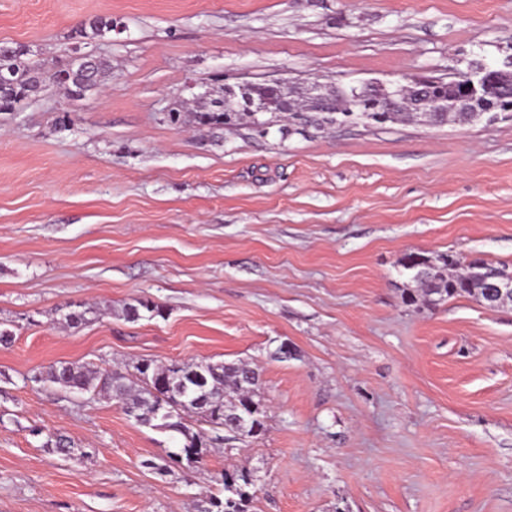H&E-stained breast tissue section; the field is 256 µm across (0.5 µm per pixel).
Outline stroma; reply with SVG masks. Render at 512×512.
Returning <instances> with one entry per match:
<instances>
[{
  "label": "stroma",
  "mask_w": 512,
  "mask_h": 512,
  "mask_svg": "<svg viewBox=\"0 0 512 512\" xmlns=\"http://www.w3.org/2000/svg\"><path fill=\"white\" fill-rule=\"evenodd\" d=\"M2 43L112 73L0 112V512H199L236 465L253 512H512V305L402 298L409 253L512 266V121L169 117L246 84L448 77L512 54V0H0ZM142 359L249 363L265 434L165 474L171 432L34 379Z\"/></svg>",
  "instance_id": "obj_1"
}]
</instances>
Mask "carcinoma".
Here are the masks:
<instances>
[{
	"instance_id": "carcinoma-1",
	"label": "carcinoma",
	"mask_w": 512,
	"mask_h": 512,
	"mask_svg": "<svg viewBox=\"0 0 512 512\" xmlns=\"http://www.w3.org/2000/svg\"><path fill=\"white\" fill-rule=\"evenodd\" d=\"M112 32V19L96 18L78 30L79 36L95 40ZM22 46H11L0 52V112H11L17 103L37 96L43 88L42 70L28 63ZM111 71V64L102 58L87 67L82 59H67L54 72L55 83L73 98L99 88ZM196 124L205 127L231 125L253 115L241 108L238 95L227 90L221 97L199 103L192 112ZM457 265L453 256L441 254L424 257L410 253L404 258L403 267L413 272L418 297L414 302L431 307L439 301L467 295L477 301L484 299V282L496 275L509 272L505 265H492L482 260L468 264V274L448 276V267ZM159 312V306L146 300L125 308L130 320L142 317L141 310ZM183 376L186 395L184 404L177 405L166 389L159 387L171 373ZM73 393L99 394L105 392L126 402L127 409L137 419L156 428L180 436L179 446L168 453L175 467L190 470L203 464L208 448L220 441L256 439L266 431V411L260 395V378L255 369L242 362L230 364L181 363L178 366L159 368L150 360L133 365V371L113 369L99 373L73 364L51 365L34 377ZM196 415V421L206 424L210 431L193 430L185 422L183 413ZM246 419V431H239L234 421ZM43 447L62 455L71 453V442L54 434L45 436ZM252 471L245 466L226 468L218 473L217 483L222 494L212 495L205 501L201 512H250L255 499L256 485L250 481Z\"/></svg>"
}]
</instances>
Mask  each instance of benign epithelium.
Here are the masks:
<instances>
[{"mask_svg":"<svg viewBox=\"0 0 512 512\" xmlns=\"http://www.w3.org/2000/svg\"><path fill=\"white\" fill-rule=\"evenodd\" d=\"M446 86L451 97L438 98L434 90ZM336 91L352 101V111L359 119H370L371 112L400 110L413 112L418 120L431 124L437 116L457 112L464 120L488 117V121L512 120V56L505 61L484 58L473 60L468 69L456 73L454 79L404 76L398 80L369 81L359 85L338 87ZM310 105L322 113H335L332 98L313 87L306 93ZM486 299L492 306L512 303V276L504 275L486 285Z\"/></svg>","mask_w":512,"mask_h":512,"instance_id":"benign-epithelium-1","label":"benign epithelium"}]
</instances>
